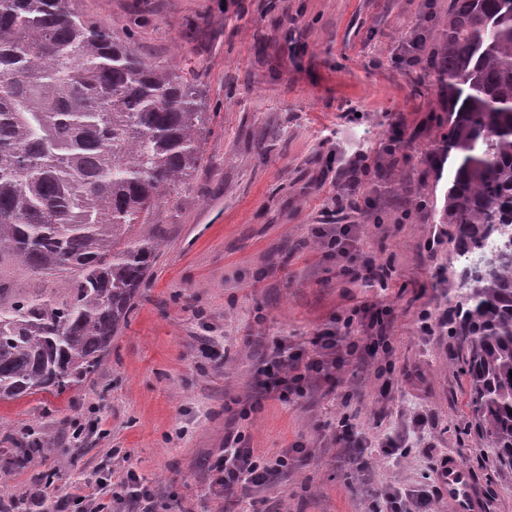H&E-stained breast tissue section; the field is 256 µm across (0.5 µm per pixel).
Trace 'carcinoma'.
<instances>
[{"label":"carcinoma","instance_id":"1","mask_svg":"<svg viewBox=\"0 0 512 512\" xmlns=\"http://www.w3.org/2000/svg\"><path fill=\"white\" fill-rule=\"evenodd\" d=\"M445 216L455 252L512 229V0H452ZM211 120L195 84L149 62L71 0H0V401L62 395L128 322L156 244L136 234L199 168ZM456 333L475 430L512 471V248L461 266Z\"/></svg>","mask_w":512,"mask_h":512}]
</instances>
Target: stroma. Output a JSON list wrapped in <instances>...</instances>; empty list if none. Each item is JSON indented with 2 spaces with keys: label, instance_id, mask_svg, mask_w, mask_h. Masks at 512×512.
Returning <instances> with one entry per match:
<instances>
[{
  "label": "stroma",
  "instance_id": "obj_1",
  "mask_svg": "<svg viewBox=\"0 0 512 512\" xmlns=\"http://www.w3.org/2000/svg\"><path fill=\"white\" fill-rule=\"evenodd\" d=\"M73 3L193 78L212 120L198 170L157 223L136 227L156 256L100 370L61 396L0 401V470L12 474L0 503L30 512L32 494H87L132 470L155 512H386L387 491L428 489L452 453L488 512H512V473L474 431L461 339L421 327L455 304L458 283L454 227L439 221L450 161L436 64L451 0ZM357 152L368 169L346 221L363 259L389 270L383 284L343 274L313 232ZM385 309L390 353H362L284 402L264 392L277 341L311 349L339 317L360 338ZM345 417L361 447L339 441ZM31 431L52 447L47 489L44 466L17 464ZM237 433L258 459L287 455L288 473L218 500L212 467Z\"/></svg>",
  "mask_w": 512,
  "mask_h": 512
}]
</instances>
